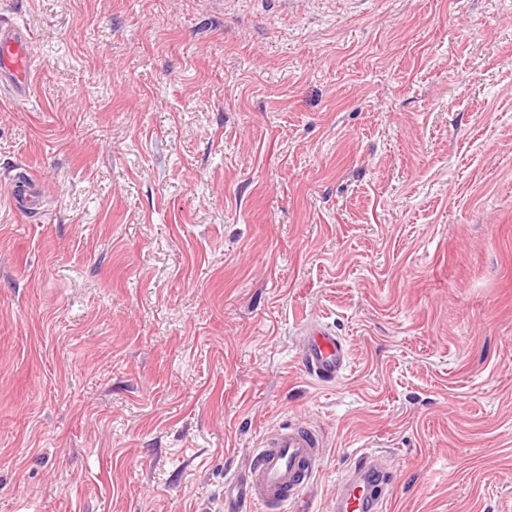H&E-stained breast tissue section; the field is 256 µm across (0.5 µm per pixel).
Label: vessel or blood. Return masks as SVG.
I'll return each mask as SVG.
<instances>
[{"label":"vessel or blood","instance_id":"vessel-or-blood-1","mask_svg":"<svg viewBox=\"0 0 512 512\" xmlns=\"http://www.w3.org/2000/svg\"><path fill=\"white\" fill-rule=\"evenodd\" d=\"M34 67L29 33L1 23L0 87L14 103L25 104ZM13 200L20 212L32 210L38 195L31 181L17 183ZM306 336L301 354L306 370L325 382L338 380L349 366L344 341L321 322L309 324ZM325 446L324 436L305 424L281 425L266 433L250 453L241 479L243 494L236 500L238 512H253L259 504L273 512H311L306 491L323 460ZM391 481L375 455L360 454L342 481L336 512H382Z\"/></svg>","mask_w":512,"mask_h":512}]
</instances>
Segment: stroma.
I'll list each match as a JSON object with an SVG mask.
<instances>
[{"mask_svg":"<svg viewBox=\"0 0 512 512\" xmlns=\"http://www.w3.org/2000/svg\"><path fill=\"white\" fill-rule=\"evenodd\" d=\"M1 21L37 67L0 101V512H227L286 420L326 436L314 512L364 449L388 512H512V0ZM28 177L29 181L27 179L20 180L14 187V205L22 213L32 210L38 200V195L32 187L36 180L31 176ZM301 359L306 370L319 380H338L349 366V353L335 330L322 322L309 324Z\"/></svg>","mask_w":512,"mask_h":512,"instance_id":"obj_1","label":"stroma"}]
</instances>
